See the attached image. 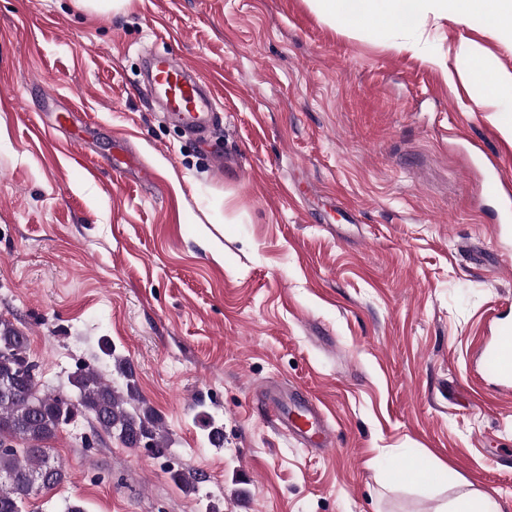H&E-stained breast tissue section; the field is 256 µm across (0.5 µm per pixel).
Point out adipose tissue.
<instances>
[{
  "mask_svg": "<svg viewBox=\"0 0 512 512\" xmlns=\"http://www.w3.org/2000/svg\"><path fill=\"white\" fill-rule=\"evenodd\" d=\"M456 18L464 20L471 14L482 15L494 30L512 31V0H450ZM320 15L346 28L398 27L408 12L428 9L430 0H359L357 10L345 7V0H312Z\"/></svg>",
  "mask_w": 512,
  "mask_h": 512,
  "instance_id": "ef3b65f1",
  "label": "adipose tissue"
}]
</instances>
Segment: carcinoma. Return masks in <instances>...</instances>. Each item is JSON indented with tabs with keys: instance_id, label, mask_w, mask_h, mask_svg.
<instances>
[{
	"instance_id": "carcinoma-1",
	"label": "carcinoma",
	"mask_w": 512,
	"mask_h": 512,
	"mask_svg": "<svg viewBox=\"0 0 512 512\" xmlns=\"http://www.w3.org/2000/svg\"><path fill=\"white\" fill-rule=\"evenodd\" d=\"M102 352L113 361V373L125 382L118 390L95 365L77 367L70 377L73 392L48 388L39 365L30 359L28 337L0 317V512H25L30 500L68 478L50 455L49 441L75 418L117 438L127 448L145 446L156 458L167 456L170 438L162 419L140 395L128 359L107 342Z\"/></svg>"
}]
</instances>
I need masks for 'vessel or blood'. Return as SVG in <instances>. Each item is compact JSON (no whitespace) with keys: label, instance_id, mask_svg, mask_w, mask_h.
Segmentation results:
<instances>
[{"label":"vessel or blood","instance_id":"obj_1","mask_svg":"<svg viewBox=\"0 0 512 512\" xmlns=\"http://www.w3.org/2000/svg\"><path fill=\"white\" fill-rule=\"evenodd\" d=\"M145 92L185 128L200 134L207 128L216 105V94L209 81L191 66L155 55L147 64ZM485 178L481 184L484 195L496 198L502 211L512 210V176L505 174L496 157L476 149ZM480 369L498 382L501 397L512 396V325L494 323L493 332L474 352ZM274 418L284 435L311 448H325L331 435L324 423V414L313 403L293 411L275 408Z\"/></svg>","mask_w":512,"mask_h":512}]
</instances>
